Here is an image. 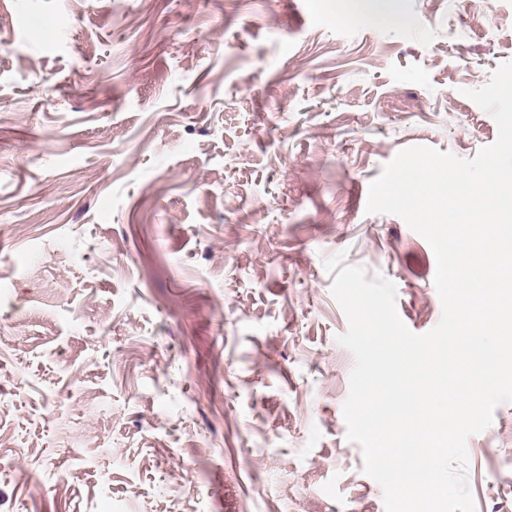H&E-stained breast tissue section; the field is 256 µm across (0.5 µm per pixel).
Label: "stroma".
Masks as SVG:
<instances>
[{"label":"stroma","mask_w":512,"mask_h":512,"mask_svg":"<svg viewBox=\"0 0 512 512\" xmlns=\"http://www.w3.org/2000/svg\"><path fill=\"white\" fill-rule=\"evenodd\" d=\"M401 4L0 0V512H385L332 282L439 323L430 245L364 192L492 144L464 92L512 60V0ZM467 452L512 512V403ZM394 0H340V10L345 15L379 16L380 19H388V13L394 8Z\"/></svg>","instance_id":"35a3bbf8"}]
</instances>
